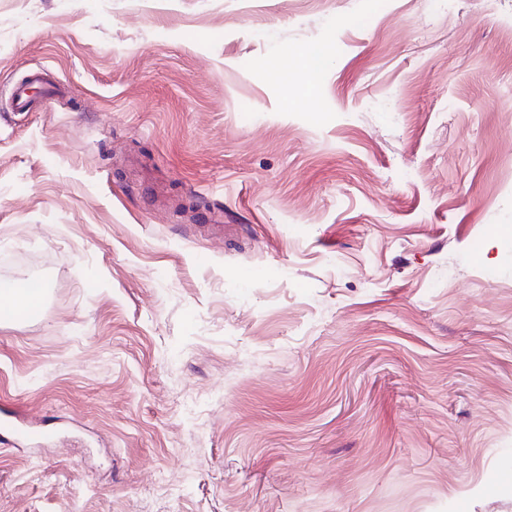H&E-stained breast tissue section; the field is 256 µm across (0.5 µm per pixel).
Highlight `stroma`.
Wrapping results in <instances>:
<instances>
[{
	"label": "stroma",
	"mask_w": 512,
	"mask_h": 512,
	"mask_svg": "<svg viewBox=\"0 0 512 512\" xmlns=\"http://www.w3.org/2000/svg\"><path fill=\"white\" fill-rule=\"evenodd\" d=\"M31 275L0 512H512V0H0Z\"/></svg>",
	"instance_id": "obj_1"
}]
</instances>
